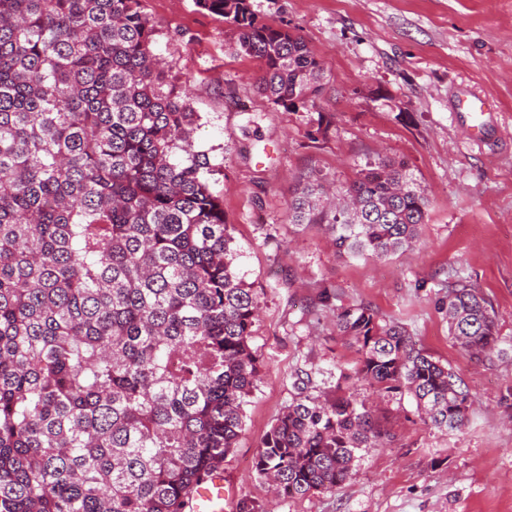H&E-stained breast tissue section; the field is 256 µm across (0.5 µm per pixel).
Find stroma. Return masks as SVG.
I'll return each instance as SVG.
<instances>
[{"label": "stroma", "mask_w": 512, "mask_h": 512, "mask_svg": "<svg viewBox=\"0 0 512 512\" xmlns=\"http://www.w3.org/2000/svg\"><path fill=\"white\" fill-rule=\"evenodd\" d=\"M264 21L304 37L324 68L313 106L287 111L257 90L255 59L194 0H142L158 34L154 52L185 82L198 116L196 145L222 173L213 186L256 293L251 346L263 367L245 425L224 457L226 512H512V347L479 362L455 345L438 302L449 280L468 281L492 304L512 344V0H252ZM492 104L471 139L466 93ZM404 162L428 200L411 249L382 259L339 256L321 224L292 223L301 182L333 187L366 163ZM336 289L320 303L322 285ZM365 304L403 323L467 386L461 430L424 423L409 396L361 386L390 444L363 451L336 491L276 502L253 459L292 402L293 374L333 395L357 356L336 333L338 308Z\"/></svg>", "instance_id": "obj_1"}]
</instances>
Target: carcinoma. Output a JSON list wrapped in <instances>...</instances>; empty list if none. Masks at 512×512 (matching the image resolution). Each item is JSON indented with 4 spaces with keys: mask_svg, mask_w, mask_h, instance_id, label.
I'll use <instances>...</instances> for the list:
<instances>
[{
    "mask_svg": "<svg viewBox=\"0 0 512 512\" xmlns=\"http://www.w3.org/2000/svg\"><path fill=\"white\" fill-rule=\"evenodd\" d=\"M194 3L260 62L271 104L314 105L323 67L299 33L251 0ZM154 37L141 0H0V512H192L243 430L259 302ZM327 194L305 184L292 223L325 225L346 257L414 246L429 206L388 159L336 188L344 205ZM441 309L477 359L504 354L495 311L465 281ZM336 330L358 355L336 389L406 392L434 427L466 425L462 380L403 324L359 304ZM294 376L254 458L283 500L336 490L387 437L356 392L323 399Z\"/></svg>",
    "mask_w": 512,
    "mask_h": 512,
    "instance_id": "obj_1",
    "label": "carcinoma"
}]
</instances>
